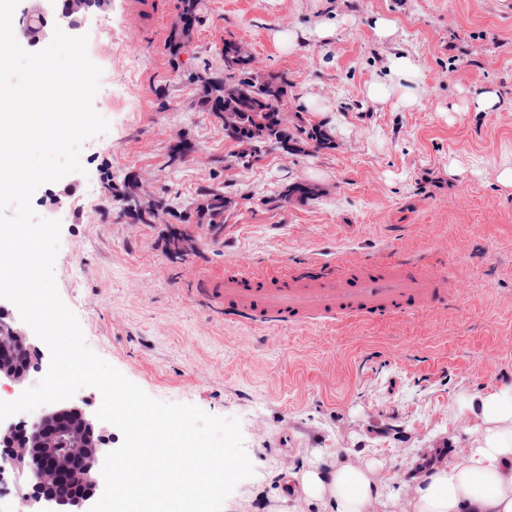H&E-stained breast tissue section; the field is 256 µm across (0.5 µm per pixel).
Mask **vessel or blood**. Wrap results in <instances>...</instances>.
Here are the masks:
<instances>
[{
  "label": "vessel or blood",
  "mask_w": 512,
  "mask_h": 512,
  "mask_svg": "<svg viewBox=\"0 0 512 512\" xmlns=\"http://www.w3.org/2000/svg\"><path fill=\"white\" fill-rule=\"evenodd\" d=\"M212 291L223 299L225 310L268 326L415 315L453 303L458 293L449 286L446 271L420 262L318 272L233 267L214 281Z\"/></svg>",
  "instance_id": "1"
}]
</instances>
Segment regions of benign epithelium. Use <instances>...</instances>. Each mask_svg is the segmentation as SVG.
<instances>
[{
  "instance_id": "1",
  "label": "benign epithelium",
  "mask_w": 512,
  "mask_h": 512,
  "mask_svg": "<svg viewBox=\"0 0 512 512\" xmlns=\"http://www.w3.org/2000/svg\"><path fill=\"white\" fill-rule=\"evenodd\" d=\"M37 14L52 18V26L31 33V40L38 42L53 37L55 27L77 31L92 14L88 0H67L66 7L59 8L57 0H31L25 15ZM130 209L133 213L149 211L159 220L167 211L157 206V198L138 194ZM0 378L14 384L23 383L29 374L24 360L17 352L28 343L24 329L11 319L6 311H0ZM42 430L36 434L33 444L12 442L11 430L0 429V439L9 443V455L14 473L31 485L25 499L34 500L37 493L55 489L68 481L76 489L70 499L59 502L61 512H82V495L97 486L96 466L99 453L106 445L105 436L77 407L41 416Z\"/></svg>"
}]
</instances>
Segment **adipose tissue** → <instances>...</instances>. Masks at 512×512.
Returning <instances> with one entry per match:
<instances>
[{
  "instance_id": "ef3b65f1",
  "label": "adipose tissue",
  "mask_w": 512,
  "mask_h": 512,
  "mask_svg": "<svg viewBox=\"0 0 512 512\" xmlns=\"http://www.w3.org/2000/svg\"><path fill=\"white\" fill-rule=\"evenodd\" d=\"M472 411L486 428L471 448L430 466L410 460L415 475L406 512H512V394L480 397ZM285 480L296 501L331 512H384L398 503L374 460L345 462L327 449Z\"/></svg>"
}]
</instances>
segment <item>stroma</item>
<instances>
[{"mask_svg": "<svg viewBox=\"0 0 512 512\" xmlns=\"http://www.w3.org/2000/svg\"><path fill=\"white\" fill-rule=\"evenodd\" d=\"M111 0L82 25L102 74L95 110L106 134L86 140L81 171L41 185L32 206L61 223L54 274L85 342L152 398L241 422L254 466L221 512H317L283 499L279 473L316 448L386 464L407 500L420 449L441 461L483 430L478 397L512 389V0H200L179 54L169 48L182 0ZM394 21L391 39L374 22ZM335 28L322 40L321 23ZM301 30L294 52L274 40ZM242 42L262 74L288 82L285 110L323 124L331 143L270 150L226 167L224 123L199 107L200 78L221 75L225 39ZM419 65L414 97L375 102L390 56ZM495 90L488 112L470 105ZM194 156L170 167L172 144ZM196 207L223 189L224 226L185 224L195 247L167 251L166 224H138L106 181ZM309 182L308 200L281 199ZM319 258L447 266L461 294L445 308L333 326L251 327L205 292L225 266Z\"/></svg>", "mask_w": 512, "mask_h": 512, "instance_id": "stroma-1", "label": "stroma"}]
</instances>
